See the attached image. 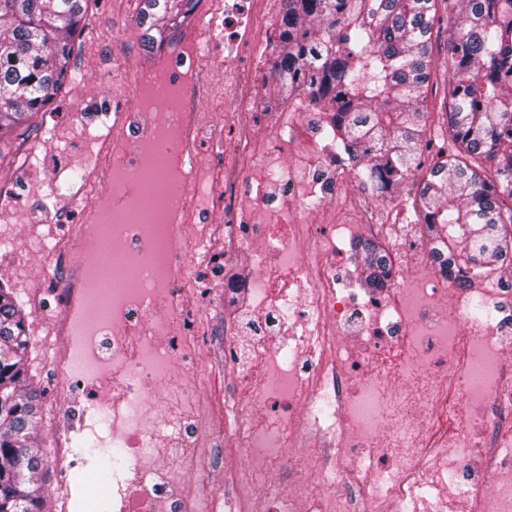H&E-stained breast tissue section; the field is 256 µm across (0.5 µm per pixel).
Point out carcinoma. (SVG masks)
I'll return each instance as SVG.
<instances>
[{
  "label": "carcinoma",
  "mask_w": 512,
  "mask_h": 512,
  "mask_svg": "<svg viewBox=\"0 0 512 512\" xmlns=\"http://www.w3.org/2000/svg\"><path fill=\"white\" fill-rule=\"evenodd\" d=\"M148 52L192 14L196 0H142ZM90 0H0V134L45 109L69 75L72 42ZM438 0H284L272 75L281 94L308 96L366 184L390 194L422 170L416 209L432 264L461 287L512 267V0H457L449 26L453 148L429 167L430 34ZM156 34H151V31ZM371 288L387 253L362 245ZM25 315L0 284V512H43L35 438L40 392L28 374Z\"/></svg>",
  "instance_id": "obj_1"
}]
</instances>
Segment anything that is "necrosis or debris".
Here are the masks:
<instances>
[{
  "label": "necrosis or debris",
  "mask_w": 512,
  "mask_h": 512,
  "mask_svg": "<svg viewBox=\"0 0 512 512\" xmlns=\"http://www.w3.org/2000/svg\"><path fill=\"white\" fill-rule=\"evenodd\" d=\"M215 2L201 0L205 29H186L164 65L132 68L138 106L98 104L93 126L122 138L82 155L77 189L62 188L73 135L53 123L46 152L14 163L38 183L0 182V209L25 227L0 239V269L44 256L35 343L81 422L105 428L92 448L53 437L59 512L87 483L84 512H512V272L460 288L433 274L415 234L346 218L347 166L323 113L262 109L277 0ZM209 33L224 37L220 123L184 82ZM204 145L224 161L207 212L192 199ZM311 198L327 213L305 212ZM366 240L390 258L370 295L354 259ZM232 262L245 265L247 321L215 327ZM213 367L234 380L221 397L202 377ZM450 391L462 402L451 440L434 427ZM231 444L244 464L225 461ZM172 446L185 451L174 464ZM276 448L295 451L285 485L266 462Z\"/></svg>",
  "instance_id": "1"
}]
</instances>
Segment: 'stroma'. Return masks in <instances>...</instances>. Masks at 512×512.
I'll use <instances>...</instances> for the list:
<instances>
[{
	"instance_id": "35a3bbf8",
	"label": "stroma",
	"mask_w": 512,
	"mask_h": 512,
	"mask_svg": "<svg viewBox=\"0 0 512 512\" xmlns=\"http://www.w3.org/2000/svg\"><path fill=\"white\" fill-rule=\"evenodd\" d=\"M140 8V0H93L86 16L85 29L72 44L71 76L48 106L60 126L70 127L83 121L85 100L90 95L105 97L120 108L130 106L124 64H147L154 59L153 54L146 52L139 40L136 20ZM447 43V30H433L430 45L431 79L426 109L434 115L443 111L449 93L451 70ZM223 57L224 39L219 36L213 39L210 54L200 61L201 68L206 71V88L198 89L193 81L188 84L189 92L198 95L202 111L208 112L215 119L224 113V94L227 90L224 71L217 66L218 60ZM43 119V114H36L27 124L0 138V179L11 177L21 186L32 182L30 173L14 174L11 156L20 141L35 137ZM349 175L353 199L368 206L367 211L355 212V220H364L370 214H384L396 224L416 223L413 201L419 191L417 177H409L397 187L394 194L384 197L364 184L363 169L350 170ZM28 370L35 386L42 393L43 406L53 405L57 408L54 417H43L41 422L38 442L42 450L46 451L50 448L53 431L67 426L70 415L56 390L52 372L37 351L28 354Z\"/></svg>"
}]
</instances>
